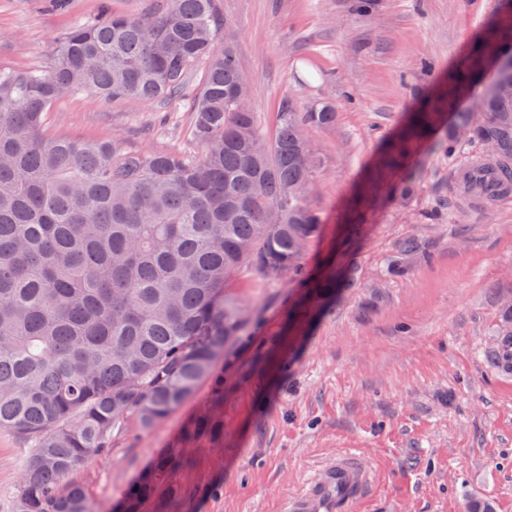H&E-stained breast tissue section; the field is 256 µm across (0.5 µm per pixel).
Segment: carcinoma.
Returning a JSON list of instances; mask_svg holds the SVG:
<instances>
[{"instance_id":"obj_1","label":"carcinoma","mask_w":512,"mask_h":512,"mask_svg":"<svg viewBox=\"0 0 512 512\" xmlns=\"http://www.w3.org/2000/svg\"><path fill=\"white\" fill-rule=\"evenodd\" d=\"M222 27L216 0H147L127 14L101 5L58 39L47 69L0 67V430L33 448L15 512H90L83 487L64 479L130 415L148 427L193 392L240 328L227 288L242 266L298 276L321 232L308 132L333 126L335 109L290 102L265 139L254 112L238 107L243 68ZM507 44L512 18L476 41L387 141L378 173L403 174L400 196L421 176L417 149L451 111L448 161L490 141L495 153L478 163L512 190V95L491 83L472 111H454ZM200 66L190 102L197 155L46 132L47 112L76 93L181 97ZM417 250L404 241L389 273L404 274ZM302 285L331 294L342 280ZM484 354L512 372L511 297Z\"/></svg>"}]
</instances>
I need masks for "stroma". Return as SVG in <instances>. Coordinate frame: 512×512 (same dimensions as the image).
I'll return each mask as SVG.
<instances>
[{
	"mask_svg": "<svg viewBox=\"0 0 512 512\" xmlns=\"http://www.w3.org/2000/svg\"><path fill=\"white\" fill-rule=\"evenodd\" d=\"M99 0H0V65L44 69L74 23ZM218 0L238 39L262 134L284 103L333 104L336 126L314 129L321 158L310 201L319 238L302 259L322 277L354 267L336 297L310 302L296 279L244 267L232 284L241 330L194 393L149 427L129 416L69 476L91 512H127V495L150 482L134 512H279L316 469L342 452L365 456L375 486L355 512H468L488 501L512 512V374L484 355L512 296V194L494 200L459 190L443 151L446 125L424 146L413 193L368 211L352 237L346 202L365 190L383 141L430 92L504 0ZM49 131L118 136L132 148L195 152L186 98L112 102L68 97ZM455 197V212L442 202ZM474 225L462 235L463 225ZM418 237L425 250L401 276L387 266ZM212 433L196 432L200 419ZM30 448L0 430V512H13ZM166 468H159L161 458Z\"/></svg>",
	"mask_w": 512,
	"mask_h": 512,
	"instance_id": "1",
	"label": "stroma"
}]
</instances>
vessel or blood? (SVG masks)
<instances>
[{
  "label": "vessel or blood",
  "mask_w": 512,
  "mask_h": 512,
  "mask_svg": "<svg viewBox=\"0 0 512 512\" xmlns=\"http://www.w3.org/2000/svg\"><path fill=\"white\" fill-rule=\"evenodd\" d=\"M369 486L365 459L345 453L317 469L301 492L282 501L280 512H351L366 502Z\"/></svg>",
  "instance_id": "b4317fda"
}]
</instances>
